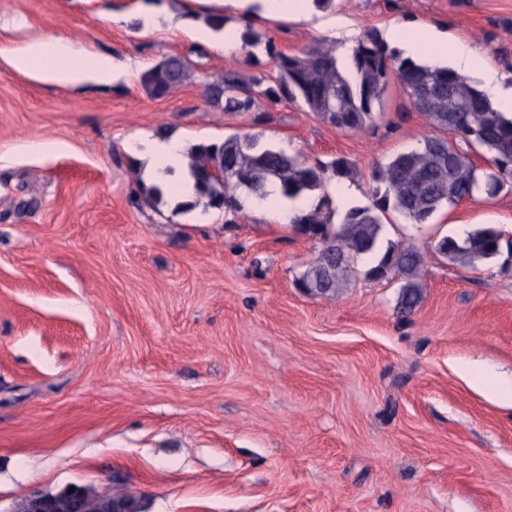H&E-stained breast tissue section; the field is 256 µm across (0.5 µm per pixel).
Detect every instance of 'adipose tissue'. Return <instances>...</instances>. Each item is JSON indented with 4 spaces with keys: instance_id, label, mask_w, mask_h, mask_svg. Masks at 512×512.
Instances as JSON below:
<instances>
[{
    "instance_id": "1",
    "label": "adipose tissue",
    "mask_w": 512,
    "mask_h": 512,
    "mask_svg": "<svg viewBox=\"0 0 512 512\" xmlns=\"http://www.w3.org/2000/svg\"><path fill=\"white\" fill-rule=\"evenodd\" d=\"M385 40L390 44L404 46L431 66L441 65L443 58H451L457 68L477 71L488 91L497 89L498 71L487 56L477 54L468 45L459 42L452 44L450 49H443L442 37L429 26L422 25L412 31L392 27L386 31ZM10 56L15 69L32 70L44 79L61 84L88 80L107 82L112 79L117 68L112 58L79 50L59 38L11 49ZM138 151L147 161L143 171L146 183L163 184L167 180L166 171L171 168L178 176L174 190L179 198L193 196L194 181L188 173L182 138L171 136L165 139H145L140 141Z\"/></svg>"
}]
</instances>
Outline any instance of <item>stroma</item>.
I'll return each mask as SVG.
<instances>
[{
    "instance_id": "stroma-1",
    "label": "stroma",
    "mask_w": 512,
    "mask_h": 512,
    "mask_svg": "<svg viewBox=\"0 0 512 512\" xmlns=\"http://www.w3.org/2000/svg\"><path fill=\"white\" fill-rule=\"evenodd\" d=\"M155 11L153 28L141 14ZM197 0H0V512L72 485L142 495L147 512H512V407L484 385L512 378V265L435 250L481 224L512 228V191L390 215L383 243L424 256V298L369 257L333 299L297 275L319 246L248 205L232 223L206 198L176 209L142 192L136 141L239 134L309 161L349 159L324 189L336 214L369 203L371 174L432 129L398 81L377 127L344 132L284 101L272 119L212 108L205 85L248 56L177 30ZM356 34L433 26L489 56L512 95V0H335ZM295 53L311 24L225 9ZM48 38L132 64L107 84L57 85L14 69L9 48ZM186 58L189 79L149 96L143 72ZM344 186L347 196L336 193Z\"/></svg>"
}]
</instances>
